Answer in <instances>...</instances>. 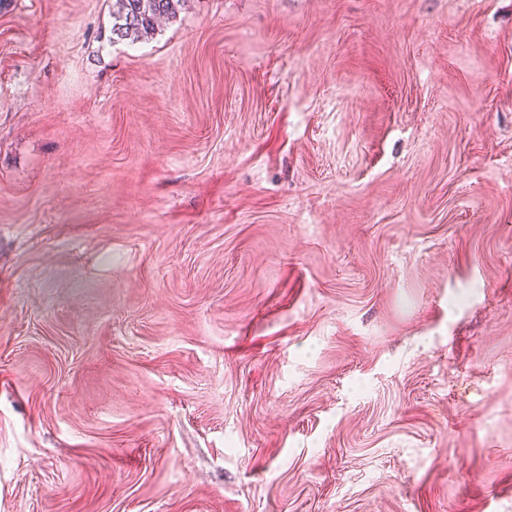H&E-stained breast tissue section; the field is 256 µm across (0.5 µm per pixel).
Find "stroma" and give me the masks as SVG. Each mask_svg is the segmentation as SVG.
<instances>
[{
	"instance_id": "obj_1",
	"label": "stroma",
	"mask_w": 512,
	"mask_h": 512,
	"mask_svg": "<svg viewBox=\"0 0 512 512\" xmlns=\"http://www.w3.org/2000/svg\"><path fill=\"white\" fill-rule=\"evenodd\" d=\"M0 5V512H512V0ZM186 0H113L112 39L132 42L154 33L158 22L176 18Z\"/></svg>"
}]
</instances>
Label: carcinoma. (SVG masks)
Listing matches in <instances>:
<instances>
[{
	"label": "carcinoma",
	"mask_w": 512,
	"mask_h": 512,
	"mask_svg": "<svg viewBox=\"0 0 512 512\" xmlns=\"http://www.w3.org/2000/svg\"><path fill=\"white\" fill-rule=\"evenodd\" d=\"M185 0H112V39L137 41L176 18Z\"/></svg>",
	"instance_id": "carcinoma-1"
}]
</instances>
